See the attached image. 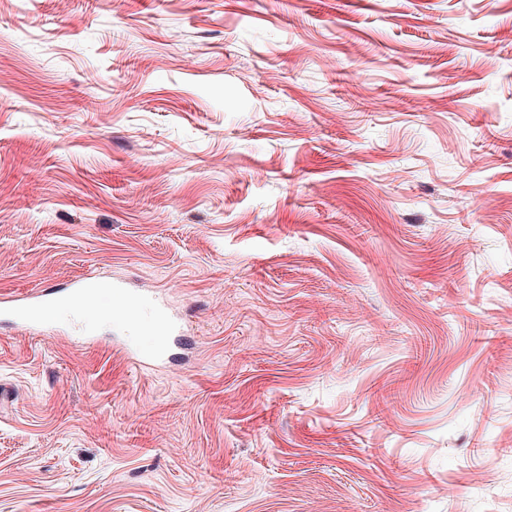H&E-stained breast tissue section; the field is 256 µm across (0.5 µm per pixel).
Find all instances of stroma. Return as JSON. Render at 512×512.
Wrapping results in <instances>:
<instances>
[{"label":"stroma","mask_w":512,"mask_h":512,"mask_svg":"<svg viewBox=\"0 0 512 512\" xmlns=\"http://www.w3.org/2000/svg\"><path fill=\"white\" fill-rule=\"evenodd\" d=\"M0 512H512V0H0ZM55 293V290L45 288L18 299L22 301L20 304L22 310L17 313L18 317L21 316L20 323L31 328L37 318L36 314L49 305L48 299ZM106 291H101L97 294V296L92 300H84L80 305H77L75 302H61L58 304H54L46 313L45 316L54 317V316H62L66 312H78V313H90L95 310L97 307H100L101 300L103 296L106 294ZM156 317L159 323L160 336L154 347L152 355L164 354L168 351L169 342L177 332V324L169 316L167 310L163 307H157Z\"/></svg>","instance_id":"1"}]
</instances>
